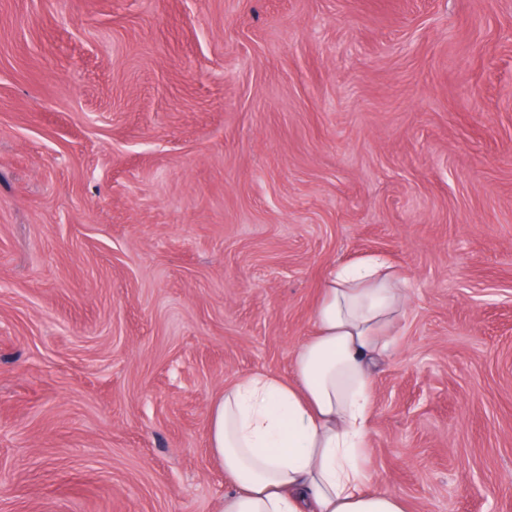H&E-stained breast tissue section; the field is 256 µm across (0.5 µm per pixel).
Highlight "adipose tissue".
Masks as SVG:
<instances>
[{"instance_id":"adipose-tissue-1","label":"adipose tissue","mask_w":512,"mask_h":512,"mask_svg":"<svg viewBox=\"0 0 512 512\" xmlns=\"http://www.w3.org/2000/svg\"><path fill=\"white\" fill-rule=\"evenodd\" d=\"M404 279L369 261L331 270L292 376L255 372L209 409L208 445L231 480L219 512H406L373 489V367L405 316Z\"/></svg>"}]
</instances>
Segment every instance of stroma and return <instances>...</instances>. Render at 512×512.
<instances>
[{
	"mask_svg": "<svg viewBox=\"0 0 512 512\" xmlns=\"http://www.w3.org/2000/svg\"><path fill=\"white\" fill-rule=\"evenodd\" d=\"M372 257L375 488L512 512V0H0V512H216L212 401Z\"/></svg>",
	"mask_w": 512,
	"mask_h": 512,
	"instance_id": "stroma-1",
	"label": "stroma"
}]
</instances>
